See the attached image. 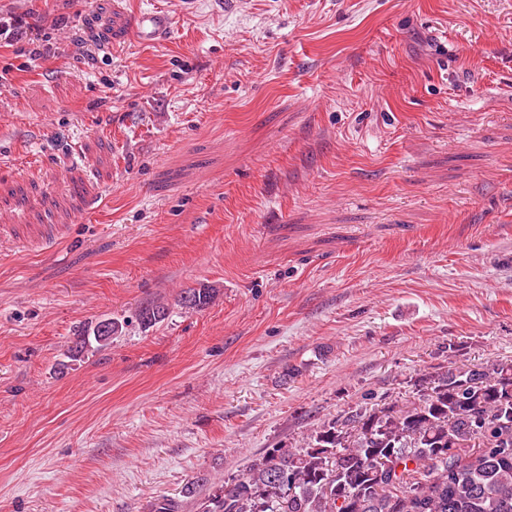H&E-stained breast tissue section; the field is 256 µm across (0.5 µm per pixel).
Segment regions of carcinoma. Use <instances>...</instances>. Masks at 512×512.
<instances>
[{"label": "carcinoma", "mask_w": 512, "mask_h": 512, "mask_svg": "<svg viewBox=\"0 0 512 512\" xmlns=\"http://www.w3.org/2000/svg\"><path fill=\"white\" fill-rule=\"evenodd\" d=\"M217 289H184L178 305L206 309ZM163 303L141 307L144 327L164 322ZM124 322L105 318L75 333L65 357L105 347ZM474 377L460 390L457 382ZM479 451L461 455L471 441ZM199 512H512V364L448 367L415 383L399 406H359L322 424L298 448H269L227 477Z\"/></svg>", "instance_id": "obj_1"}]
</instances>
